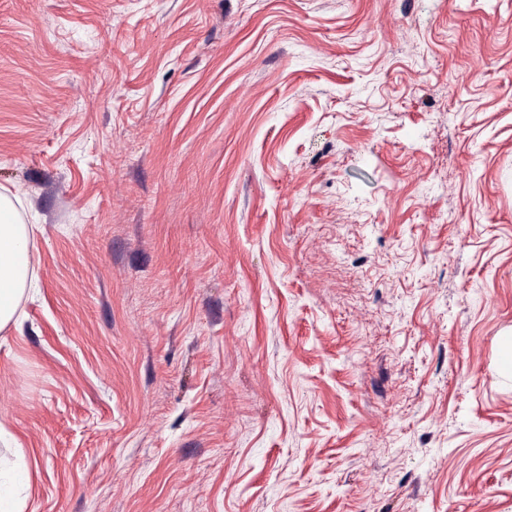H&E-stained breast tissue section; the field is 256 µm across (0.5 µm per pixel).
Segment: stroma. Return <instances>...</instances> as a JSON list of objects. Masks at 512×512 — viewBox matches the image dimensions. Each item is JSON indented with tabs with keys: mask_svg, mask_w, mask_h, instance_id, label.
Segmentation results:
<instances>
[{
	"mask_svg": "<svg viewBox=\"0 0 512 512\" xmlns=\"http://www.w3.org/2000/svg\"><path fill=\"white\" fill-rule=\"evenodd\" d=\"M24 512H512V0H0ZM37 264L27 224L12 199L0 193V329L14 320L26 288L35 287Z\"/></svg>",
	"mask_w": 512,
	"mask_h": 512,
	"instance_id": "35a3bbf8",
	"label": "stroma"
}]
</instances>
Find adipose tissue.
Here are the masks:
<instances>
[{"mask_svg":"<svg viewBox=\"0 0 512 512\" xmlns=\"http://www.w3.org/2000/svg\"><path fill=\"white\" fill-rule=\"evenodd\" d=\"M37 263L27 224L12 199L0 193V329L13 321L26 288L33 286ZM27 490L22 449L0 456V512H23Z\"/></svg>","mask_w":512,"mask_h":512,"instance_id":"adipose-tissue-1","label":"adipose tissue"}]
</instances>
